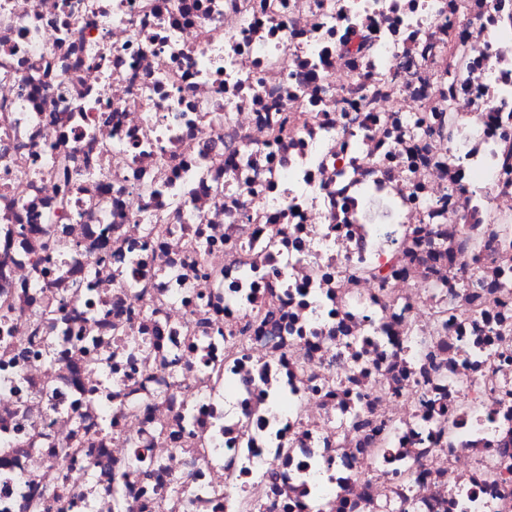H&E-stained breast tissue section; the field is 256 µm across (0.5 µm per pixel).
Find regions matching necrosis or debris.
Wrapping results in <instances>:
<instances>
[{"mask_svg":"<svg viewBox=\"0 0 512 512\" xmlns=\"http://www.w3.org/2000/svg\"><path fill=\"white\" fill-rule=\"evenodd\" d=\"M0 512H512V0H0Z\"/></svg>","mask_w":512,"mask_h":512,"instance_id":"necrosis-or-debris-1","label":"necrosis or debris"}]
</instances>
